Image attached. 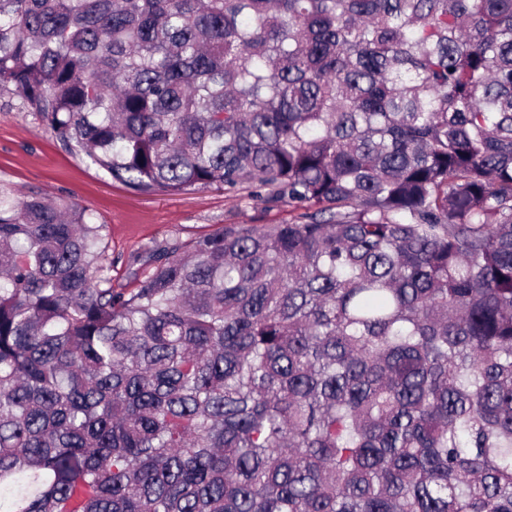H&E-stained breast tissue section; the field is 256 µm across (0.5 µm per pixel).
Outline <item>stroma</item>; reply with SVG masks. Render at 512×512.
<instances>
[{
	"label": "stroma",
	"mask_w": 512,
	"mask_h": 512,
	"mask_svg": "<svg viewBox=\"0 0 512 512\" xmlns=\"http://www.w3.org/2000/svg\"><path fill=\"white\" fill-rule=\"evenodd\" d=\"M22 198L36 192L60 203L91 209L103 225L112 284L131 287L130 256L156 243L188 240L225 224H285L298 214L288 204L272 205L246 193L215 188L179 193L141 194L112 178L89 158L71 153L36 113L16 97L0 93V189Z\"/></svg>",
	"instance_id": "35a3bbf8"
}]
</instances>
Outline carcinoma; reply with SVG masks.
I'll list each match as a JSON object with an SVG mask.
<instances>
[{
  "label": "carcinoma",
  "instance_id": "obj_1",
  "mask_svg": "<svg viewBox=\"0 0 512 512\" xmlns=\"http://www.w3.org/2000/svg\"><path fill=\"white\" fill-rule=\"evenodd\" d=\"M0 91L136 192L304 207L126 290L0 192V512H512V0H0Z\"/></svg>",
  "mask_w": 512,
  "mask_h": 512
}]
</instances>
